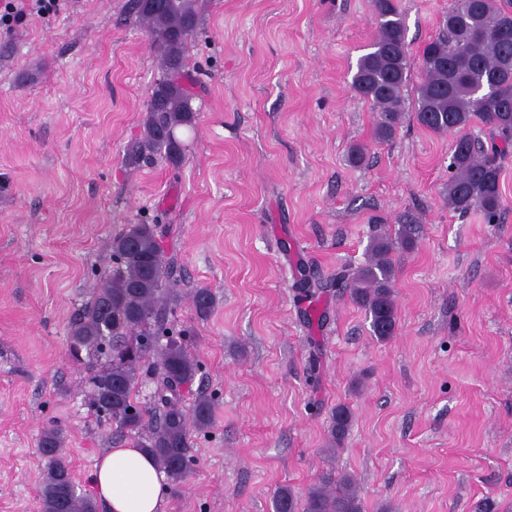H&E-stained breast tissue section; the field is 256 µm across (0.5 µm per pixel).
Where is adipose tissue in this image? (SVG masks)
I'll use <instances>...</instances> for the list:
<instances>
[{
  "instance_id": "1",
  "label": "adipose tissue",
  "mask_w": 512,
  "mask_h": 512,
  "mask_svg": "<svg viewBox=\"0 0 512 512\" xmlns=\"http://www.w3.org/2000/svg\"><path fill=\"white\" fill-rule=\"evenodd\" d=\"M169 483L149 454L128 444L100 454L91 473L102 512H164Z\"/></svg>"
}]
</instances>
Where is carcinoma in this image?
<instances>
[{
  "label": "carcinoma",
  "instance_id": "obj_1",
  "mask_svg": "<svg viewBox=\"0 0 512 512\" xmlns=\"http://www.w3.org/2000/svg\"><path fill=\"white\" fill-rule=\"evenodd\" d=\"M377 34L357 63L355 91L373 106L380 139L396 135L406 119L404 88L409 59L405 18L399 0H371ZM130 12L151 38L159 75L146 102L143 130L125 150L130 165L159 157L175 167L185 157L177 136L194 128L199 109L187 72L188 47L200 28L197 0H160L149 6L132 0ZM424 76L417 87L413 118L436 133L454 135L448 178V209L464 215L482 214L497 224L502 213L499 160L512 147V7L503 0H455L439 34L422 51ZM482 125L487 140L473 136ZM158 225L128 224L112 238L117 266L94 289L69 326V355L103 356L106 364L89 379V403L96 413L116 424L137 448L149 452L170 479L182 482L195 459L192 432L213 424V402L199 395L186 406L183 390L193 384L201 366L192 350L191 328L174 331L168 315L181 301L168 278ZM408 224L392 237L375 234L364 263L342 269L324 282L299 279L302 296L319 288L340 286L370 319L374 336L396 334L397 307L391 252L396 245L413 246ZM197 318H208L217 305L208 288L190 293ZM143 375L154 380L151 407L137 400ZM353 420L351 409L338 404L331 412L330 443L340 446ZM62 430L43 431L40 453L47 462L38 493L37 512H98L97 502L80 492L62 453ZM275 512H363L357 479L347 471L326 470L303 499L282 486L274 494Z\"/></svg>",
  "mask_w": 512,
  "mask_h": 512
}]
</instances>
